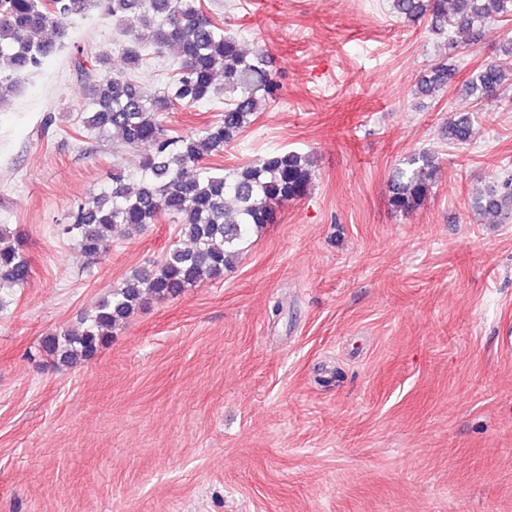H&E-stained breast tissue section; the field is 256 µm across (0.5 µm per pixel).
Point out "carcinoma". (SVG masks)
Instances as JSON below:
<instances>
[{"label": "carcinoma", "instance_id": "obj_1", "mask_svg": "<svg viewBox=\"0 0 512 512\" xmlns=\"http://www.w3.org/2000/svg\"><path fill=\"white\" fill-rule=\"evenodd\" d=\"M408 21H425L435 34H448V57L433 64L420 80V94L433 96L456 75V51L484 37V24L509 12V0H392ZM99 9L105 18L126 28L128 68L114 72L108 59L94 55L98 68L75 67L84 79L87 129L101 135L115 132L128 149L142 144L153 153L138 163L132 176L112 171L109 187L71 213L65 228L87 257L101 254L115 235L131 234L167 215L178 234L190 243L175 245L150 270H134L86 315L79 325L43 337L41 350L63 365L92 359L120 325L148 300L175 298L200 280H219L238 263L242 245L253 230L274 223L277 208L308 194L314 170L309 157L292 150H274L254 163L214 168L205 163L251 123L267 103L279 97V86L261 51L246 53L238 41L207 17L195 0H0V98L24 76L41 68L45 59L79 54L90 46L74 42L70 23ZM175 50L174 74L167 90L146 96L130 76L142 63V50ZM512 68L491 61L471 79L479 98L507 89ZM224 82V114L213 124L190 133L166 128L162 112L209 102L216 81ZM448 142L467 144L475 137L470 117L461 115L445 128ZM438 169L427 152L411 155L394 172L389 204L409 214L430 193ZM473 209L488 224L512 219V175L508 174L473 199ZM33 269L16 230L0 224V289L22 288Z\"/></svg>", "mask_w": 512, "mask_h": 512}]
</instances>
